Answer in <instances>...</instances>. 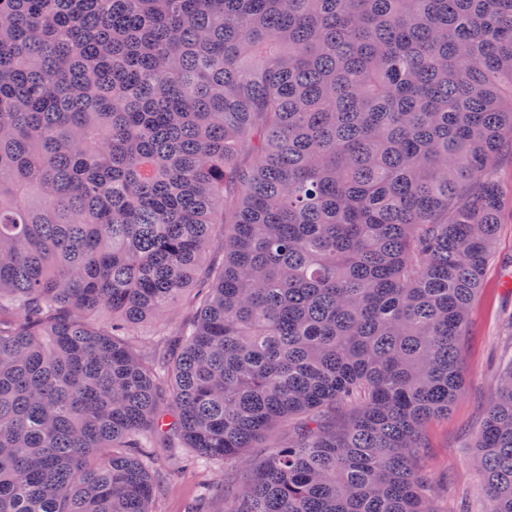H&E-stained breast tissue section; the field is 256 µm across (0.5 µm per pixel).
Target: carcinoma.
<instances>
[{"instance_id":"cac0c4a2","label":"carcinoma","mask_w":512,"mask_h":512,"mask_svg":"<svg viewBox=\"0 0 512 512\" xmlns=\"http://www.w3.org/2000/svg\"><path fill=\"white\" fill-rule=\"evenodd\" d=\"M507 154L512 0H0V512H439ZM474 448L512 512V362ZM194 311L190 306L183 305L164 318L160 322H146L136 325L133 333L137 335H149L156 331L161 334L170 345H176L179 341L182 326L193 320ZM264 452V448H251L240 464L224 465L215 470H204L196 467H185L174 477L167 479L164 491L154 502L152 510L156 512H188L203 487L208 485L210 502L209 512H224V494L237 484L243 475L251 470L254 462ZM219 485L221 490L214 487Z\"/></svg>"}]
</instances>
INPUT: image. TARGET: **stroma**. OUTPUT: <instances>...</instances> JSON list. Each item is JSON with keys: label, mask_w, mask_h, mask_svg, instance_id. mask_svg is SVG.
I'll use <instances>...</instances> for the list:
<instances>
[{"label": "stroma", "mask_w": 512, "mask_h": 512, "mask_svg": "<svg viewBox=\"0 0 512 512\" xmlns=\"http://www.w3.org/2000/svg\"><path fill=\"white\" fill-rule=\"evenodd\" d=\"M482 288L469 311L470 330L463 344L465 383L447 415L426 426L429 450L425 468L438 490L440 512H485L483 479L472 465L474 434L495 392L500 368L512 360V291L500 282L512 273V208L500 224ZM254 448L245 462L214 470L187 467L168 478L154 512H188L208 492V512H224V494L260 456Z\"/></svg>", "instance_id": "1"}]
</instances>
